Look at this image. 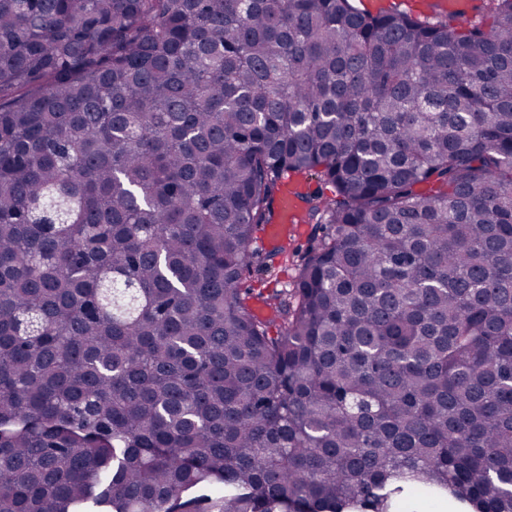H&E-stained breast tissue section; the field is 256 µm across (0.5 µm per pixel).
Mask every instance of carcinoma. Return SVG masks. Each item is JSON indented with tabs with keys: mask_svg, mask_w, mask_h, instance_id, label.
Segmentation results:
<instances>
[{
	"mask_svg": "<svg viewBox=\"0 0 512 512\" xmlns=\"http://www.w3.org/2000/svg\"><path fill=\"white\" fill-rule=\"evenodd\" d=\"M0 0V512H512V0ZM322 225L241 279L289 172ZM390 2L393 7L390 10H395L399 12H404L410 14L419 20L426 22L430 25H438L441 23L448 22V14L456 15L460 18H465L469 15L471 10V1L470 0H442L437 2L434 0V4L439 3L440 6L448 13H444L433 8L428 13H414L406 6V4L411 2H417V0H384ZM301 232L288 237V261L281 258L273 262L267 260L266 254L271 250L263 242V229L259 228L255 233V240L252 247L257 251L258 256L250 273L244 275L242 281L243 289H250L248 304L251 310L262 309L264 298L276 290L292 288L294 276V265L299 263L301 257L313 244V234L316 224H302Z\"/></svg>",
	"mask_w": 512,
	"mask_h": 512,
	"instance_id": "cac0c4a2",
	"label": "carcinoma"
}]
</instances>
